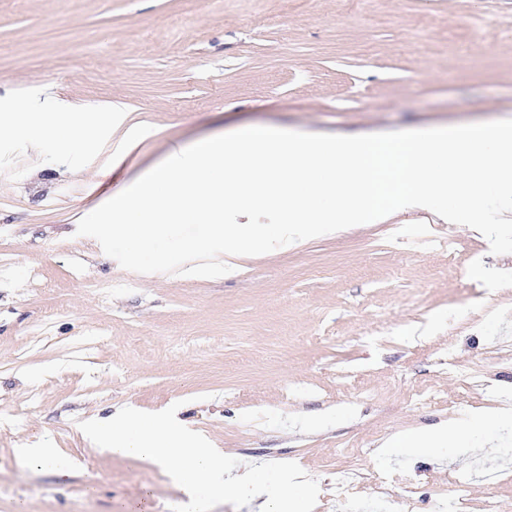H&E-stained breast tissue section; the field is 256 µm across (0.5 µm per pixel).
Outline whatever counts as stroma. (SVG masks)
<instances>
[{
  "mask_svg": "<svg viewBox=\"0 0 512 512\" xmlns=\"http://www.w3.org/2000/svg\"><path fill=\"white\" fill-rule=\"evenodd\" d=\"M119 106L32 158L0 129V512H249L192 504L169 470L100 452L89 420L167 415L270 476L300 512H512V427L490 450L384 457L392 439L512 405V254L420 216L241 256L234 276L145 281L76 234L129 177L243 124L363 135L512 119V0H0V112L46 95ZM74 464L67 484L16 449ZM354 487L342 496L340 482Z\"/></svg>",
  "mask_w": 512,
  "mask_h": 512,
  "instance_id": "obj_1",
  "label": "stroma"
}]
</instances>
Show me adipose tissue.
<instances>
[{"label": "adipose tissue", "instance_id": "ef3b65f1", "mask_svg": "<svg viewBox=\"0 0 512 512\" xmlns=\"http://www.w3.org/2000/svg\"><path fill=\"white\" fill-rule=\"evenodd\" d=\"M88 120L79 113L40 112L30 114L19 107L0 115V126L16 131H32L48 140L58 151H66L72 144L88 138ZM476 419L448 422L431 429H418L405 434L386 448V456L403 453L421 455L427 448H443L447 443L459 442L476 426ZM93 439L102 450L118 456L134 457L157 466H166L174 456L181 457L182 465L176 471V480L188 493L208 489L213 494H235L249 497L254 512H286L288 494L274 497L256 496L265 472L254 461H246L232 469L222 468L218 459L204 448H188L182 436L166 426H143L120 418L101 420Z\"/></svg>", "mask_w": 512, "mask_h": 512}]
</instances>
